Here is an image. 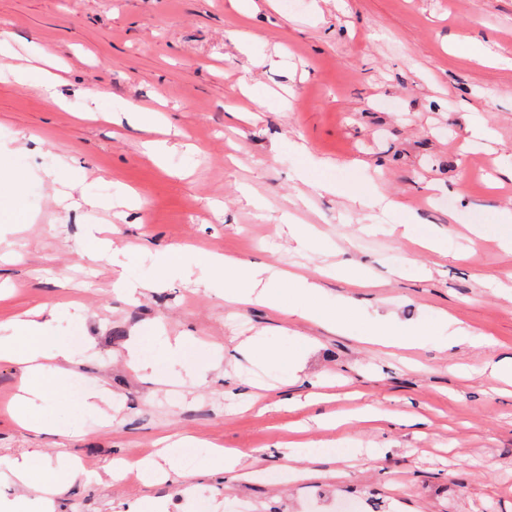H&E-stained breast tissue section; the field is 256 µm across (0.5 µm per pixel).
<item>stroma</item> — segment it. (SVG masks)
<instances>
[{
	"label": "stroma",
	"instance_id": "stroma-1",
	"mask_svg": "<svg viewBox=\"0 0 512 512\" xmlns=\"http://www.w3.org/2000/svg\"><path fill=\"white\" fill-rule=\"evenodd\" d=\"M20 57L59 73L56 102L17 82L0 57V122L24 151L25 224L0 233V323L72 305L50 335L75 349L64 393L30 412L51 435L23 428L5 407L19 385L0 362V470L36 449L46 468L60 457L76 474L55 512H126L141 500L167 512H336L358 496L363 512H512V385L465 369L512 354V250L498 244V218L512 209V63L464 58L493 38L512 60V0H0V33ZM97 98H89L88 90ZM162 113L147 128L133 107ZM245 108L242 119L230 107ZM164 141L161 156L144 144ZM66 160L81 179L60 203L45 170ZM367 178L400 197L417 218L407 239L359 228L379 209L314 190L317 182ZM127 190L140 200L120 222L90 199ZM309 224L333 254L297 246L287 221ZM108 230L115 258L88 257L86 226ZM448 229V255L417 240ZM184 253L191 276L173 274L131 302L112 282L156 272V254ZM229 255L274 270L300 266L330 300H353L344 333L284 317L262 305H229L207 282L200 258ZM367 265L377 287L355 288L337 265ZM392 311L402 324L439 327L441 314L472 342L443 350L368 345L363 321ZM152 354L184 339L187 361L250 336L308 352L297 382L258 388L224 361L202 385L176 391L127 362L133 337ZM460 365L458 373L448 364ZM111 390L112 425L85 408L86 387ZM300 399L295 410L277 400ZM372 405L375 426L344 431L319 417ZM417 413L422 426L391 422ZM194 438L160 482L111 480L115 460L154 457L161 437ZM310 456L285 464L282 445ZM253 455L251 479L211 475V445ZM340 469L341 479L329 478Z\"/></svg>",
	"mask_w": 512,
	"mask_h": 512
}]
</instances>
